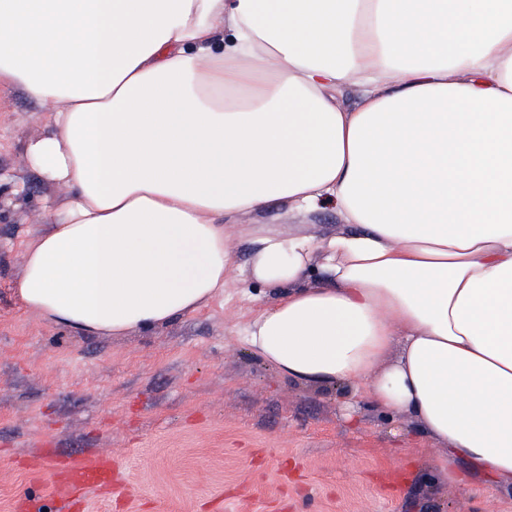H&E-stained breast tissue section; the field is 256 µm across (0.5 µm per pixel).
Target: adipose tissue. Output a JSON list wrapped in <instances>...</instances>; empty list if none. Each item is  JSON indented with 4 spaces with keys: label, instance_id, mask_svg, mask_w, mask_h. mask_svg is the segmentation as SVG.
Returning <instances> with one entry per match:
<instances>
[{
    "label": "adipose tissue",
    "instance_id": "obj_1",
    "mask_svg": "<svg viewBox=\"0 0 512 512\" xmlns=\"http://www.w3.org/2000/svg\"><path fill=\"white\" fill-rule=\"evenodd\" d=\"M16 88L51 108L28 162L68 189L26 309L159 327L223 294L225 220L333 205L336 235L262 239L250 352L409 416L449 486L460 457L512 483V0H0Z\"/></svg>",
    "mask_w": 512,
    "mask_h": 512
}]
</instances>
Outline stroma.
Segmentation results:
<instances>
[{
    "instance_id": "1",
    "label": "stroma",
    "mask_w": 512,
    "mask_h": 512,
    "mask_svg": "<svg viewBox=\"0 0 512 512\" xmlns=\"http://www.w3.org/2000/svg\"><path fill=\"white\" fill-rule=\"evenodd\" d=\"M46 117L21 89L0 97V512L50 497L54 476L35 463L85 448L112 455L120 484L86 492L78 512H512L481 477L447 486L431 464L441 448L410 418L348 411L343 388L287 382L243 342L270 299L249 279L260 240L335 234L333 207L229 221L223 294L146 332L73 336L25 309L23 247L67 195L23 152Z\"/></svg>"
}]
</instances>
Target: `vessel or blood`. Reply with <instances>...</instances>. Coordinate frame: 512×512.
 <instances>
[{
	"instance_id": "b4317fda",
	"label": "vessel or blood",
	"mask_w": 512,
	"mask_h": 512,
	"mask_svg": "<svg viewBox=\"0 0 512 512\" xmlns=\"http://www.w3.org/2000/svg\"><path fill=\"white\" fill-rule=\"evenodd\" d=\"M45 470L55 477L53 501L59 512H65L74 495L85 489L108 486L112 483V457L108 454L67 460H46Z\"/></svg>"
}]
</instances>
